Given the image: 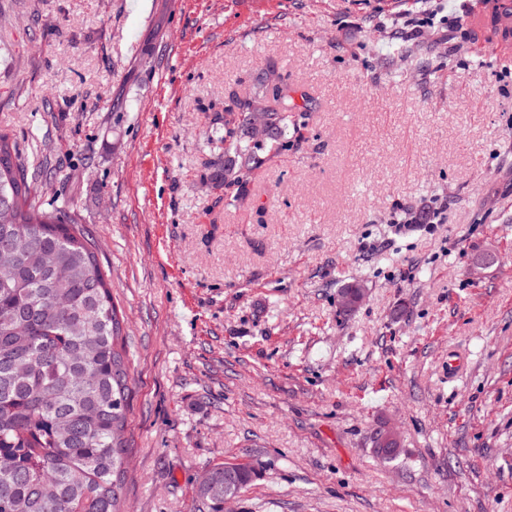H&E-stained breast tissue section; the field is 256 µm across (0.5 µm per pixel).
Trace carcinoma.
I'll return each mask as SVG.
<instances>
[{
    "label": "carcinoma",
    "mask_w": 512,
    "mask_h": 512,
    "mask_svg": "<svg viewBox=\"0 0 512 512\" xmlns=\"http://www.w3.org/2000/svg\"><path fill=\"white\" fill-rule=\"evenodd\" d=\"M255 84L232 94L207 138L211 179L234 202L311 111L286 74L268 70ZM51 175L21 163L16 142L0 134V512H129L123 327L80 215L36 201ZM238 468L226 475L212 465L191 512H224V498L252 478L249 465Z\"/></svg>",
    "instance_id": "carcinoma-1"
}]
</instances>
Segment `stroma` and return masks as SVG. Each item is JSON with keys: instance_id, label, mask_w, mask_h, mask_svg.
I'll return each mask as SVG.
<instances>
[{"instance_id": "35a3bbf8", "label": "stroma", "mask_w": 512, "mask_h": 512, "mask_svg": "<svg viewBox=\"0 0 512 512\" xmlns=\"http://www.w3.org/2000/svg\"><path fill=\"white\" fill-rule=\"evenodd\" d=\"M478 2L0 0V134L124 318L131 512L239 461L226 512H512V49L470 39ZM272 68L312 110L230 204L205 136Z\"/></svg>"}]
</instances>
